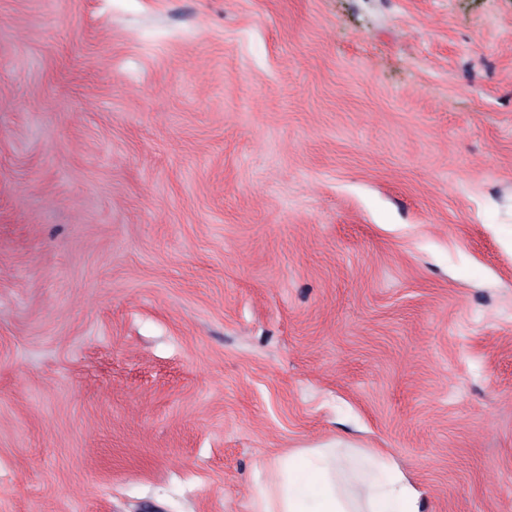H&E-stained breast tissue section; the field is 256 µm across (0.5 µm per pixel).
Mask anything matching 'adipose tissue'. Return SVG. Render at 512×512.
<instances>
[{"instance_id": "ef3b65f1", "label": "adipose tissue", "mask_w": 512, "mask_h": 512, "mask_svg": "<svg viewBox=\"0 0 512 512\" xmlns=\"http://www.w3.org/2000/svg\"><path fill=\"white\" fill-rule=\"evenodd\" d=\"M423 492L382 453L332 448L288 453L254 512H424Z\"/></svg>"}]
</instances>
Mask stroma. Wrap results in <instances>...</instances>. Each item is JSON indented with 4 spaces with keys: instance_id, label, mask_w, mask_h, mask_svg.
Returning <instances> with one entry per match:
<instances>
[{
    "instance_id": "1",
    "label": "stroma",
    "mask_w": 512,
    "mask_h": 512,
    "mask_svg": "<svg viewBox=\"0 0 512 512\" xmlns=\"http://www.w3.org/2000/svg\"><path fill=\"white\" fill-rule=\"evenodd\" d=\"M334 443L512 512V0H0V512Z\"/></svg>"
}]
</instances>
